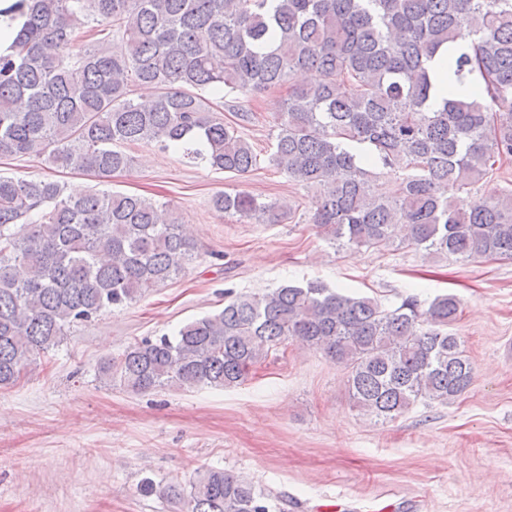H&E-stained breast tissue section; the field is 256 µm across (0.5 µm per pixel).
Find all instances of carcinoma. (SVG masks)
I'll return each mask as SVG.
<instances>
[{"label": "carcinoma", "mask_w": 512, "mask_h": 512, "mask_svg": "<svg viewBox=\"0 0 512 512\" xmlns=\"http://www.w3.org/2000/svg\"><path fill=\"white\" fill-rule=\"evenodd\" d=\"M26 17L0 54V157L34 156L99 178L131 168L128 145L179 148L245 176L259 155L204 94L288 85L268 164L316 190L309 223L332 244L394 242L426 258L512 260V187L476 186L512 165V0H17ZM110 26L75 43L89 22ZM480 92L430 101V62ZM316 71L315 84L297 83ZM155 91L131 98L132 84ZM219 212L278 224L286 202L218 193ZM196 245L180 215L138 195H64L51 179L0 178V388L70 329L178 279ZM453 295L388 309L320 283L227 294L224 308L104 358L99 379L142 394L230 388L294 339L347 370L355 406L377 422L446 404L472 383ZM139 490L185 512H276L244 477L207 467L183 486Z\"/></svg>", "instance_id": "obj_1"}]
</instances>
